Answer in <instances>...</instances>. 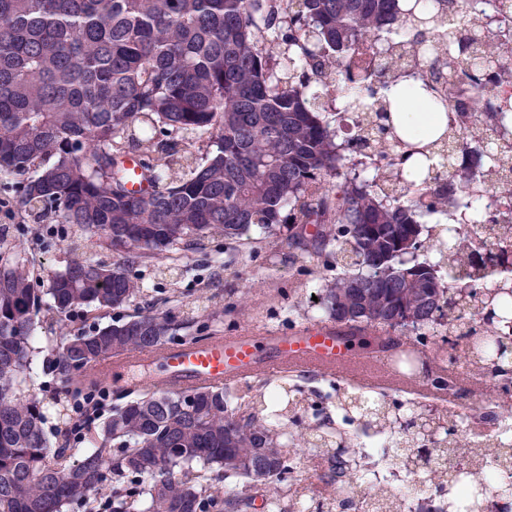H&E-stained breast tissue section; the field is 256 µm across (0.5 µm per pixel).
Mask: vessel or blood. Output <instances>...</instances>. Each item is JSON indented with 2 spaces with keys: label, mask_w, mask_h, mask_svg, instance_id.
Instances as JSON below:
<instances>
[{
  "label": "vessel or blood",
  "mask_w": 512,
  "mask_h": 512,
  "mask_svg": "<svg viewBox=\"0 0 512 512\" xmlns=\"http://www.w3.org/2000/svg\"><path fill=\"white\" fill-rule=\"evenodd\" d=\"M371 364L390 369L379 354L369 362L355 357L347 336L336 327L293 329L287 332L254 334L243 330L231 336L192 342L131 355L103 368L104 385L134 387L140 370L158 376L159 384L171 390H189L204 384L231 385L240 380L310 369L318 373H354Z\"/></svg>",
  "instance_id": "obj_1"
}]
</instances>
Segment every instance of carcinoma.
Returning a JSON list of instances; mask_svg holds the SVG:
<instances>
[{
    "label": "carcinoma",
    "mask_w": 512,
    "mask_h": 512,
    "mask_svg": "<svg viewBox=\"0 0 512 512\" xmlns=\"http://www.w3.org/2000/svg\"><path fill=\"white\" fill-rule=\"evenodd\" d=\"M462 17H448V0H0V176L14 181L16 213L68 225L56 238L65 265L42 282L0 229V512H63L75 501L98 512L109 481L111 512H248L256 486L267 512H405L387 480L360 469L361 436L395 439L385 466L406 472L414 493L441 497L453 485L446 512H484L500 500L512 430L477 440L448 406L370 402L346 385L336 411L355 426L350 434L305 424L309 398L270 379L259 390L154 383L126 391L104 418L81 387L50 398L31 391L45 313L57 315L48 370L97 385L114 358L201 340L191 330L217 296L202 292L180 320L145 312L73 335L63 317L129 305L145 288L131 267L215 236L228 251L255 252L282 224L288 256L312 262L321 252L297 250L295 229L319 223L327 206L336 223L321 228L336 276L320 289L318 310L385 355L411 340L429 348L445 365L439 387L455 386L462 361L487 376L502 361L496 346L512 344V281L462 271L493 263L494 249L461 256L456 227L434 224L428 244L411 252L423 221L464 194L430 164L448 141L409 132L400 113L412 89L435 112L445 99L424 73L391 83L360 64L367 52L384 57L414 43L429 53L445 41L485 91L499 67ZM383 19L394 35L370 39L366 28ZM339 53L347 103L363 115L351 127L337 123L325 82ZM490 120L511 136L512 103H491ZM376 138L397 144L392 165L427 191L342 171V153L361 155ZM129 157L149 192L128 188ZM475 234L501 247L512 224H479ZM104 244L124 254L125 267L85 257ZM276 299L246 294L226 312L257 320ZM76 397L93 448L72 462L68 448H51L44 424L53 414L57 433L74 429ZM495 403L512 422V379ZM312 456L316 488L292 476Z\"/></svg>",
    "instance_id": "obj_1"
}]
</instances>
